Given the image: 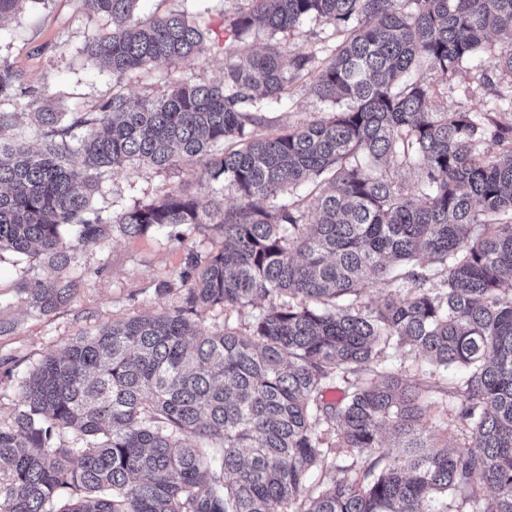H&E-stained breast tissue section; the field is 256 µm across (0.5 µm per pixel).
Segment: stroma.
Returning a JSON list of instances; mask_svg holds the SVG:
<instances>
[{"label": "stroma", "instance_id": "obj_1", "mask_svg": "<svg viewBox=\"0 0 512 512\" xmlns=\"http://www.w3.org/2000/svg\"><path fill=\"white\" fill-rule=\"evenodd\" d=\"M243 7V0H139L138 17L184 13L208 28L222 46L194 61L163 63L130 73L117 88L135 101L183 78L200 82L220 78L226 58L238 56L246 45L258 49L275 44L291 54L322 58L339 40L333 27L320 20L305 21L285 33L273 34L256 26L244 39L225 37V18L237 15ZM109 28L104 18L85 13L78 0H27L22 10L0 22V59L8 60L22 74L25 85L38 92L37 102L19 99L16 109L22 114L21 122L5 131L6 139L18 138L32 145L41 142L42 135L29 114L32 106L93 112L111 96L116 88L111 75L84 50L89 39ZM486 68L487 55L480 52L457 74L442 77L424 67L415 76L433 86L438 111L461 112L486 106L497 93L512 96V80L506 78L498 81L496 89H489ZM332 109L331 103L313 93L311 78L304 77L291 83L286 106H268L256 132L268 135ZM199 170V163L193 161L168 171L142 165L111 170L103 177L102 190L93 203L109 210L156 203L170 189L192 180ZM221 242L219 228L202 224L188 231L181 242L174 240L170 230L161 229L137 238L116 233L106 242L81 247L76 263L66 271L67 276L80 278V287L70 302L45 314L32 307L28 285L36 277L56 278L57 270L42 260L0 253V420L9 421L19 406L20 379L65 343L112 322L180 306L184 291L172 281L187 250L208 252ZM163 281L171 287L161 292L157 286ZM386 355L389 368L425 374L432 385L428 419L437 428V442L464 445L458 424L439 403L448 386V371L404 349H390Z\"/></svg>", "mask_w": 512, "mask_h": 512}]
</instances>
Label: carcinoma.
<instances>
[{"mask_svg": "<svg viewBox=\"0 0 512 512\" xmlns=\"http://www.w3.org/2000/svg\"><path fill=\"white\" fill-rule=\"evenodd\" d=\"M79 2L111 20L86 50L115 87L207 50L208 29L183 13L141 20L138 0ZM247 2L225 27L238 40L257 23L278 33L311 18L344 37L319 65L270 45L227 63L218 82L181 80L135 105L115 90L94 112L42 108L33 118L50 136L36 150L0 140V251L59 269L116 232L217 224L223 237L187 252L182 305L81 336L22 381L0 422V512H434L439 493L465 512H512V99L437 112L429 84L410 78L421 66L455 74L488 34L512 37V0ZM314 66V93L338 108L256 134L259 112ZM490 69L512 77L511 45ZM21 84L0 59V133ZM77 127L87 133L74 144ZM488 135L501 146L492 158ZM185 158L237 202L177 186L124 211L92 205L114 167ZM391 165L419 171L417 192ZM376 285L380 301L358 303ZM76 288L36 280L32 304L50 312ZM257 300L266 307L244 330L192 327L201 309ZM390 347L461 369L444 396L470 444L432 441L427 382L386 368ZM333 377L343 395L328 402ZM383 430L397 454L361 479L312 486L314 470L336 468L329 449L371 454ZM205 440L221 443L220 465Z\"/></svg>", "mask_w": 512, "mask_h": 512, "instance_id": "obj_1", "label": "carcinoma"}]
</instances>
